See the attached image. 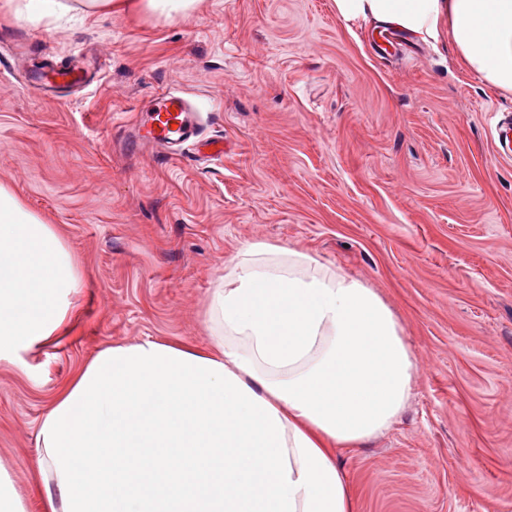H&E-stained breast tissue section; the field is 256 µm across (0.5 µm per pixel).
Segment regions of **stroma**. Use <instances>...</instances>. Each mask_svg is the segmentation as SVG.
Returning a JSON list of instances; mask_svg holds the SVG:
<instances>
[{
	"instance_id": "stroma-1",
	"label": "stroma",
	"mask_w": 512,
	"mask_h": 512,
	"mask_svg": "<svg viewBox=\"0 0 512 512\" xmlns=\"http://www.w3.org/2000/svg\"><path fill=\"white\" fill-rule=\"evenodd\" d=\"M377 42L334 0L0 20V185L54 225L81 276L68 333L0 360V464L26 512H44L48 405L107 346L212 351L208 298L252 243L375 288L416 357L400 419L341 456L357 512H512V159L497 152L512 94L447 42ZM43 53L92 57L101 79L30 90ZM169 88L229 154L161 163L126 145Z\"/></svg>"
}]
</instances>
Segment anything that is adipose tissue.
Wrapping results in <instances>:
<instances>
[{
  "label": "adipose tissue",
  "instance_id": "1",
  "mask_svg": "<svg viewBox=\"0 0 512 512\" xmlns=\"http://www.w3.org/2000/svg\"><path fill=\"white\" fill-rule=\"evenodd\" d=\"M85 12L187 15L201 0H78ZM512 93V0H335ZM80 286L53 225L0 186V359L59 335ZM214 351L144 339L100 350L43 414L49 512H356L346 448L404 411L416 358L372 288L312 257L243 248L209 301Z\"/></svg>",
  "mask_w": 512,
  "mask_h": 512
}]
</instances>
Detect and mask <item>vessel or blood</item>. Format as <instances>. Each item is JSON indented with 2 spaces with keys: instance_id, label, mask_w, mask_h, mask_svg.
<instances>
[{
  "instance_id": "b4317fda",
  "label": "vessel or blood",
  "mask_w": 512,
  "mask_h": 512,
  "mask_svg": "<svg viewBox=\"0 0 512 512\" xmlns=\"http://www.w3.org/2000/svg\"><path fill=\"white\" fill-rule=\"evenodd\" d=\"M100 73L80 66L69 68L44 64L27 69L25 82L33 89H55L61 86L89 87L98 82ZM131 141L135 146L152 148L166 158L182 157L210 143L212 154L224 155L223 139L206 140L194 101L180 91H163L150 110L149 122L135 127Z\"/></svg>"
}]
</instances>
